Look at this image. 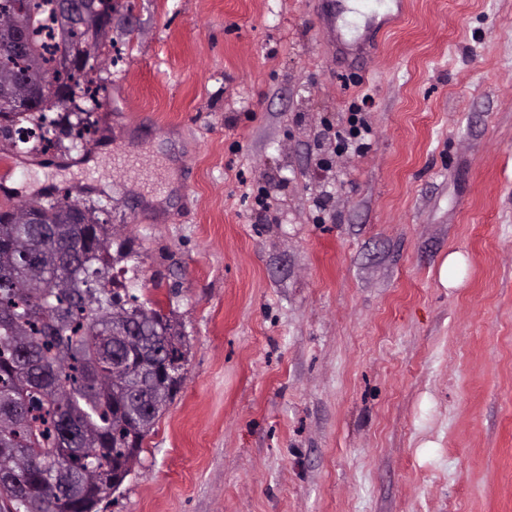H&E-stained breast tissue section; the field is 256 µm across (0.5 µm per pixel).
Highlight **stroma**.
Segmentation results:
<instances>
[{"label":"stroma","mask_w":512,"mask_h":512,"mask_svg":"<svg viewBox=\"0 0 512 512\" xmlns=\"http://www.w3.org/2000/svg\"><path fill=\"white\" fill-rule=\"evenodd\" d=\"M360 2L112 0L81 145L0 136L189 339L100 512H512V0Z\"/></svg>","instance_id":"obj_1"}]
</instances>
